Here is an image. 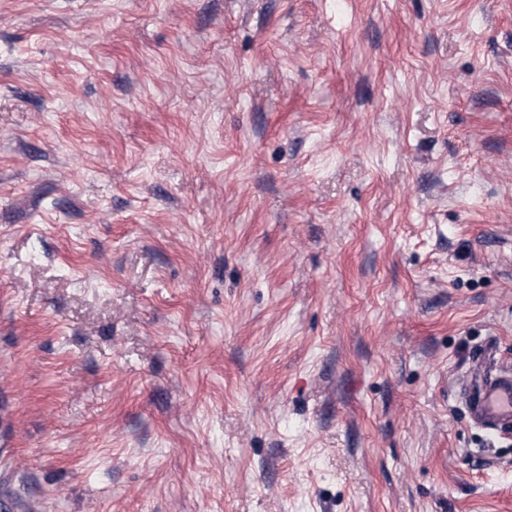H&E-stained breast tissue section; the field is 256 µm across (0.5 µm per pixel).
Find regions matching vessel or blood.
Here are the masks:
<instances>
[{
  "mask_svg": "<svg viewBox=\"0 0 512 512\" xmlns=\"http://www.w3.org/2000/svg\"><path fill=\"white\" fill-rule=\"evenodd\" d=\"M457 386L471 422L489 437L512 430V370L497 364L492 344L475 355L469 377Z\"/></svg>",
  "mask_w": 512,
  "mask_h": 512,
  "instance_id": "1",
  "label": "vessel or blood"
}]
</instances>
